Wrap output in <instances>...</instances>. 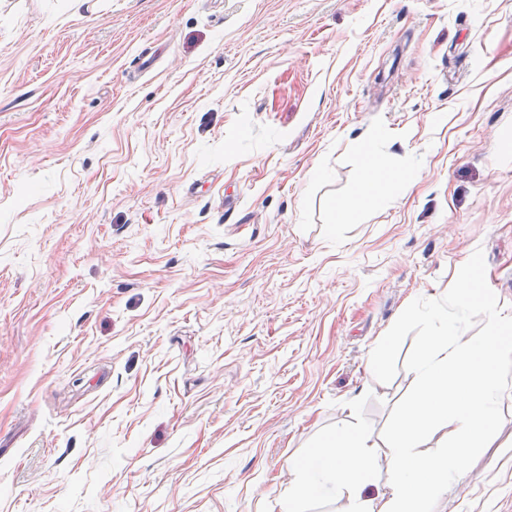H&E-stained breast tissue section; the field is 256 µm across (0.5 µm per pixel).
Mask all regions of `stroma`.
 <instances>
[{"mask_svg":"<svg viewBox=\"0 0 512 512\" xmlns=\"http://www.w3.org/2000/svg\"><path fill=\"white\" fill-rule=\"evenodd\" d=\"M507 137L512 0H0V512H281L384 442L409 309L512 307ZM362 149L416 179L341 218ZM442 510L512 512V405Z\"/></svg>","mask_w":512,"mask_h":512,"instance_id":"stroma-1","label":"stroma"}]
</instances>
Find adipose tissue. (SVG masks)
Returning <instances> with one entry per match:
<instances>
[{
  "label": "adipose tissue",
  "instance_id": "adipose-tissue-1",
  "mask_svg": "<svg viewBox=\"0 0 512 512\" xmlns=\"http://www.w3.org/2000/svg\"><path fill=\"white\" fill-rule=\"evenodd\" d=\"M356 194L337 203L339 215L377 201L383 184L400 188L415 175L393 169L386 157L362 162ZM485 315V333L469 334L474 309ZM408 315L425 324L428 336L413 359L414 397L400 410L384 445L370 444L366 431L337 427L305 457L293 462V478L282 497V512H302L305 501L342 502L343 512H441L450 483L460 480L476 448L500 423L503 404L512 392V310L494 299L475 300L467 275L452 293L413 307ZM441 435L437 452L423 446ZM385 483V493L366 491Z\"/></svg>",
  "mask_w": 512,
  "mask_h": 512
}]
</instances>
